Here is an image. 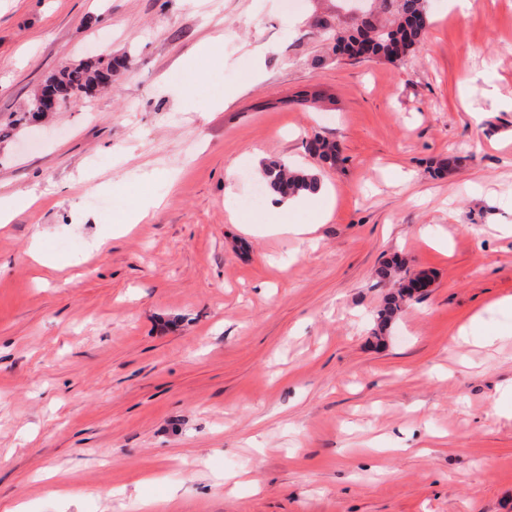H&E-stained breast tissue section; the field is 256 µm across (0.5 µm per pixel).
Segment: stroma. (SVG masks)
I'll list each match as a JSON object with an SVG mask.
<instances>
[{"mask_svg":"<svg viewBox=\"0 0 512 512\" xmlns=\"http://www.w3.org/2000/svg\"><path fill=\"white\" fill-rule=\"evenodd\" d=\"M471 2L396 66L336 56L347 0H0L1 128L125 62L0 138V512H512V0ZM269 159L312 238L244 208ZM120 62L109 60L104 62L102 59H87L78 64L62 67L57 71L60 75L58 82L59 88L68 92L70 89L73 96L79 93L78 97L89 96L92 87L105 88L112 83V75ZM35 106L39 112H57L65 106L63 93L56 89L53 81H45L36 94ZM39 112H36L33 102L27 111L22 112L18 118L12 121L14 125H24L39 119ZM319 181H321V179L319 174L315 171L291 168L288 166V163L270 161L264 164L262 169V184L265 188L260 184L257 185L251 197L244 205L249 209L258 210L263 203L265 190L272 195H277L275 198H280L278 195L282 198L294 197L285 199L277 205H273L274 208L281 209V215L276 222L265 224H274L277 230L304 236L312 233L314 230L313 224H288L280 222V219L289 208L309 202H324L327 199V192L322 184L314 194L295 197L300 195L303 191L314 188ZM32 203L33 197L26 192H18L8 198L0 199V223L9 224L16 212L27 209ZM406 285V283L401 284L400 288L389 294L376 311L372 332L374 336L385 335L395 322L406 301L413 297L412 289L407 288Z\"/></svg>","mask_w":512,"mask_h":512,"instance_id":"stroma-1","label":"stroma"}]
</instances>
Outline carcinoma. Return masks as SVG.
<instances>
[{
	"label": "carcinoma",
	"mask_w": 512,
	"mask_h": 512,
	"mask_svg": "<svg viewBox=\"0 0 512 512\" xmlns=\"http://www.w3.org/2000/svg\"><path fill=\"white\" fill-rule=\"evenodd\" d=\"M383 9L391 19L385 24L369 17L360 22L355 33L343 35L336 32L335 50L350 57L361 52L377 57L390 64L404 63L415 51L430 25L427 0H381ZM120 62L102 59H87L58 70V86L79 96L89 95L91 88H105L112 83V75ZM307 149L326 163L336 161V144L316 135L307 144ZM320 181L319 174L312 170L292 168L279 161L263 165L262 184L266 192L283 198L295 197L314 187ZM411 289L406 283L389 294L375 313L373 334H386L408 299Z\"/></svg>",
	"instance_id": "carcinoma-1"
}]
</instances>
